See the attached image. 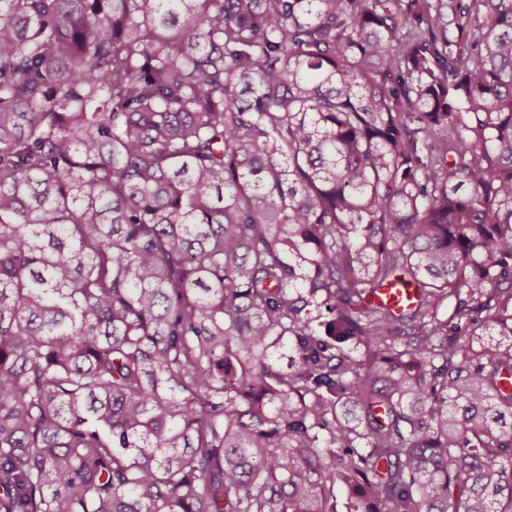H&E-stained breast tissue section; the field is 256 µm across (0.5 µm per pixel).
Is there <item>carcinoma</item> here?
<instances>
[{"label":"carcinoma","mask_w":512,"mask_h":512,"mask_svg":"<svg viewBox=\"0 0 512 512\" xmlns=\"http://www.w3.org/2000/svg\"><path fill=\"white\" fill-rule=\"evenodd\" d=\"M338 486L512 512V0H0V512Z\"/></svg>","instance_id":"obj_1"}]
</instances>
